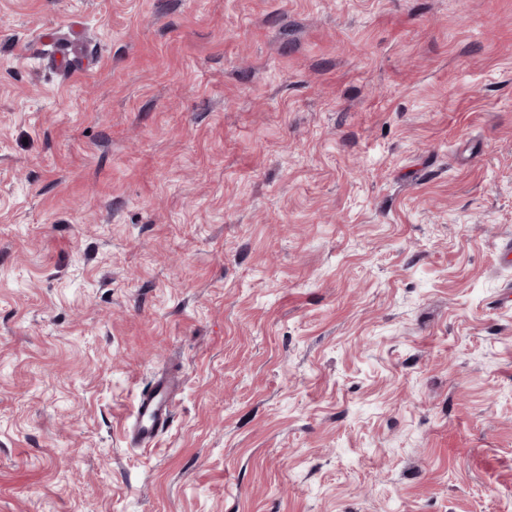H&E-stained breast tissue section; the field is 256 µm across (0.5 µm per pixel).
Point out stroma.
<instances>
[{
    "label": "stroma",
    "instance_id": "1",
    "mask_svg": "<svg viewBox=\"0 0 512 512\" xmlns=\"http://www.w3.org/2000/svg\"><path fill=\"white\" fill-rule=\"evenodd\" d=\"M0 512H512V0H0ZM176 389V380L169 377L140 391L135 405V420L128 432L134 445L149 447L159 433L169 428L175 409Z\"/></svg>",
    "mask_w": 512,
    "mask_h": 512
}]
</instances>
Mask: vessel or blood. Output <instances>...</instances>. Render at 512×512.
Wrapping results in <instances>:
<instances>
[{
	"instance_id": "b4317fda",
	"label": "vessel or blood",
	"mask_w": 512,
	"mask_h": 512,
	"mask_svg": "<svg viewBox=\"0 0 512 512\" xmlns=\"http://www.w3.org/2000/svg\"><path fill=\"white\" fill-rule=\"evenodd\" d=\"M176 389L175 379L169 377L140 391L135 405V420L128 432L134 445L151 446L159 433L169 428L175 409Z\"/></svg>"
}]
</instances>
